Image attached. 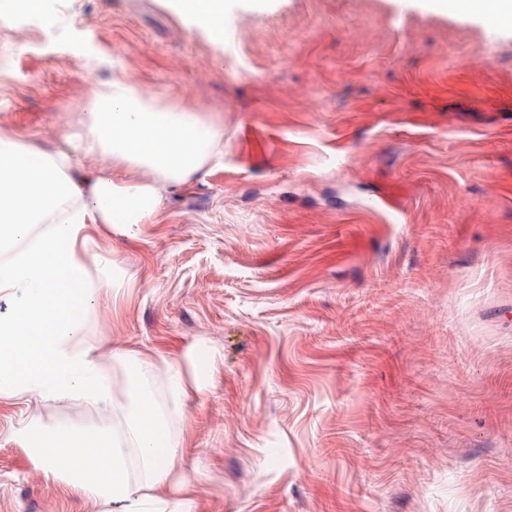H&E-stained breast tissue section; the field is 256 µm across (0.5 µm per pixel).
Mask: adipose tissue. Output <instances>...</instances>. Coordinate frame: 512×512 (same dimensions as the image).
Masks as SVG:
<instances>
[{"instance_id": "obj_1", "label": "adipose tissue", "mask_w": 512, "mask_h": 512, "mask_svg": "<svg viewBox=\"0 0 512 512\" xmlns=\"http://www.w3.org/2000/svg\"><path fill=\"white\" fill-rule=\"evenodd\" d=\"M437 3L478 18L495 14L512 30V0ZM171 8L223 41L224 0H171ZM80 126L72 154L0 135V398L66 399L100 411L112 403L113 384L84 330L121 285L106 263L93 262L89 229L152 223L160 186L188 183L223 157L224 127L124 75L92 91ZM88 157L124 173L86 168ZM121 361L133 377L117 423L33 417L15 431L16 443L92 512H198L187 481L174 476L185 438L172 433L152 390L159 364L137 351Z\"/></svg>"}]
</instances>
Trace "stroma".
Wrapping results in <instances>:
<instances>
[{
	"mask_svg": "<svg viewBox=\"0 0 512 512\" xmlns=\"http://www.w3.org/2000/svg\"><path fill=\"white\" fill-rule=\"evenodd\" d=\"M0 26V133L67 149L116 74L224 122L154 223L100 224L122 279L86 339L115 406L137 350L181 370L198 512H512V31L432 0H48ZM0 512H87L13 438ZM172 10L188 18L216 42H224V0H170Z\"/></svg>",
	"mask_w": 512,
	"mask_h": 512,
	"instance_id": "1",
	"label": "stroma"
}]
</instances>
